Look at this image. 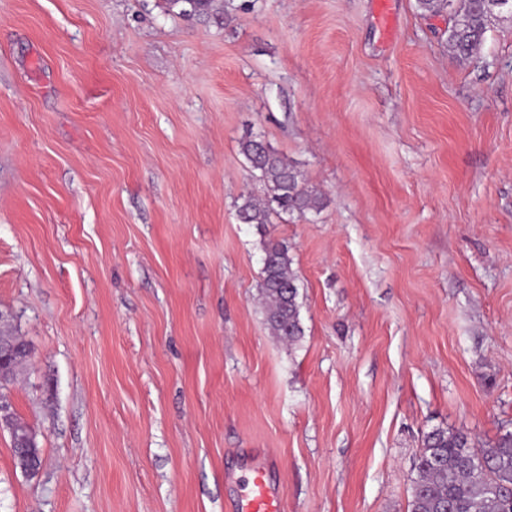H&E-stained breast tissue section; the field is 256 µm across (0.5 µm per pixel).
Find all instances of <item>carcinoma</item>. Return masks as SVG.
<instances>
[{
	"mask_svg": "<svg viewBox=\"0 0 512 512\" xmlns=\"http://www.w3.org/2000/svg\"><path fill=\"white\" fill-rule=\"evenodd\" d=\"M167 3L182 17L225 22L214 0ZM415 7L423 17L448 12V44L462 60L480 54L494 21L512 20V11L493 6L490 0H416ZM240 153L252 177L267 190L263 198L248 194L237 199L240 223L263 227L318 213L324 207L323 196L306 186L296 167L262 136L243 139ZM263 252L260 293L265 323L273 335L294 343L304 336V329L298 276L288 246L268 239L263 241ZM415 471L407 512H512V432L479 448L465 431L434 428L423 436Z\"/></svg>",
	"mask_w": 512,
	"mask_h": 512,
	"instance_id": "obj_1",
	"label": "carcinoma"
}]
</instances>
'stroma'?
<instances>
[{
  "label": "stroma",
  "instance_id": "35a3bbf8",
  "mask_svg": "<svg viewBox=\"0 0 512 512\" xmlns=\"http://www.w3.org/2000/svg\"><path fill=\"white\" fill-rule=\"evenodd\" d=\"M0 0V512H230L246 452L285 512H405L424 433L512 431V21L478 58L415 0ZM264 137L315 215L239 223ZM304 335L271 336L262 242ZM214 0H167L169 10L178 9L177 14L186 18L213 19L215 23L230 22L232 18L225 17L224 11L215 8ZM261 271L264 320L274 336L288 343L304 335L300 319L299 283L292 269L288 246L274 239L263 240Z\"/></svg>",
  "mask_w": 512,
  "mask_h": 512
}]
</instances>
